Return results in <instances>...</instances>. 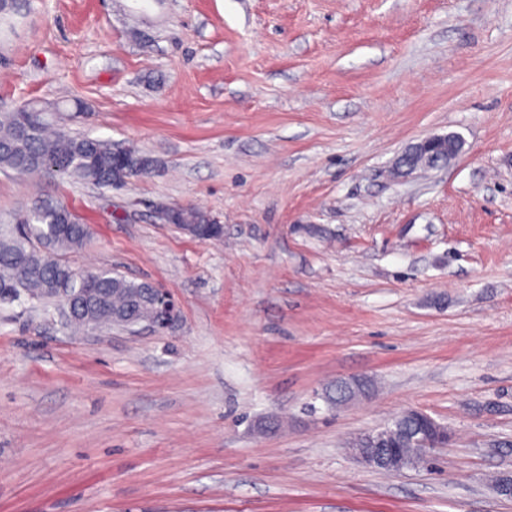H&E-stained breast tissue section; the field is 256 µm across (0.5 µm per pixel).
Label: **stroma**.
<instances>
[{
    "instance_id": "stroma-1",
    "label": "stroma",
    "mask_w": 512,
    "mask_h": 512,
    "mask_svg": "<svg viewBox=\"0 0 512 512\" xmlns=\"http://www.w3.org/2000/svg\"><path fill=\"white\" fill-rule=\"evenodd\" d=\"M158 161L106 190L0 172L90 229L66 261L165 289L164 333L0 305V512H512V0H19L0 112ZM459 135L448 165L395 161ZM224 226L202 242L154 203ZM377 383L328 407L339 378ZM447 425L382 472L345 443ZM425 413L417 408H409L383 427L361 434V442L374 446L379 440L381 444H394L398 450V462L402 469L415 467L424 460L428 447V438L419 427L418 418Z\"/></svg>"
}]
</instances>
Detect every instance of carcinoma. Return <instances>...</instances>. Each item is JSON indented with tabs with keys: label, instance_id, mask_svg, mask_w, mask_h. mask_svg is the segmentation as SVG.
<instances>
[{
	"label": "carcinoma",
	"instance_id": "carcinoma-1",
	"mask_svg": "<svg viewBox=\"0 0 512 512\" xmlns=\"http://www.w3.org/2000/svg\"><path fill=\"white\" fill-rule=\"evenodd\" d=\"M59 111L57 106L21 108L0 113V168L18 174H41L45 164H55L54 176L111 188L119 181L152 176L157 162L134 149L116 151L112 142L89 135H71L64 139L47 113ZM443 150L421 153L412 158L416 166L434 167L459 153L462 141L450 134ZM67 207L53 199L36 201L30 208L13 213V223L0 226V290L10 288L28 297L41 288H54L64 282L79 305L69 325L86 329L91 321L108 327L118 319H144L152 314L151 302L143 296L150 287L146 281L137 282L109 269L91 273L85 278L66 279L70 265L61 258L65 252L81 248L89 235L79 218L71 217L70 232L65 236L53 233V217ZM174 224H196L206 227L216 223L207 212L195 207L178 211ZM370 388L366 381L356 378L336 382L326 400L340 405ZM422 410L409 408L383 427L360 435L361 442L394 444L401 468H410L424 460L428 438L419 427Z\"/></svg>",
	"mask_w": 512,
	"mask_h": 512
}]
</instances>
